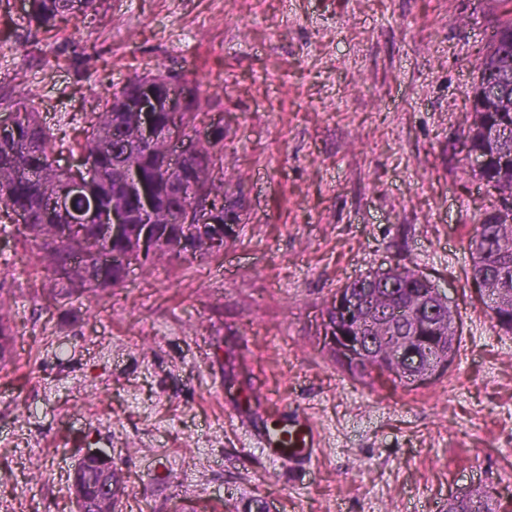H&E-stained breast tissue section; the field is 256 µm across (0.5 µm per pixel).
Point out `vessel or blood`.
<instances>
[{"label":"vessel or blood","instance_id":"b4317fda","mask_svg":"<svg viewBox=\"0 0 512 512\" xmlns=\"http://www.w3.org/2000/svg\"><path fill=\"white\" fill-rule=\"evenodd\" d=\"M227 412L241 421L249 447L260 449L270 464L300 469L316 461L320 433L306 409L282 407L267 413L231 406Z\"/></svg>","mask_w":512,"mask_h":512}]
</instances>
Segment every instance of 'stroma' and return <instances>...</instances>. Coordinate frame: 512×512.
<instances>
[{"mask_svg":"<svg viewBox=\"0 0 512 512\" xmlns=\"http://www.w3.org/2000/svg\"><path fill=\"white\" fill-rule=\"evenodd\" d=\"M27 10L0 0L1 98L71 136L98 84L199 85L246 219L222 253L72 293L0 223V512H74L91 450L123 474L122 512H448L473 488L512 512V334L466 276L498 195L463 151L501 0H106L34 36ZM396 263L455 313L454 360L422 385L354 378L324 338L337 289ZM255 395L310 413L316 462L246 447L224 405Z\"/></svg>","mask_w":512,"mask_h":512,"instance_id":"stroma-1","label":"stroma"}]
</instances>
